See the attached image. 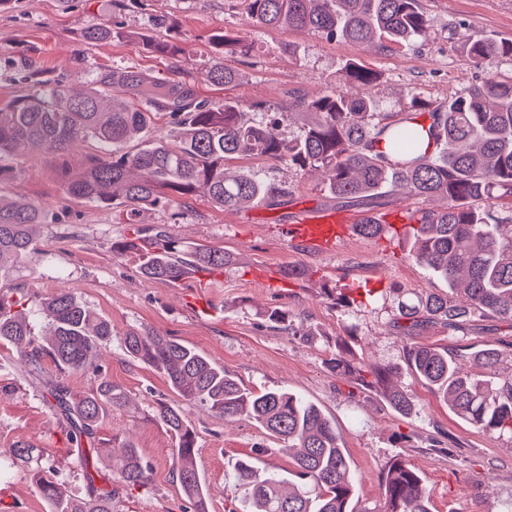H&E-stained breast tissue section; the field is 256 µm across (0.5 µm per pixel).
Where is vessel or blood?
Masks as SVG:
<instances>
[{
	"label": "vessel or blood",
	"mask_w": 512,
	"mask_h": 512,
	"mask_svg": "<svg viewBox=\"0 0 512 512\" xmlns=\"http://www.w3.org/2000/svg\"><path fill=\"white\" fill-rule=\"evenodd\" d=\"M354 224V218L323 212L304 216L294 224L283 225L282 235L292 243L327 253L334 250L337 243L353 236Z\"/></svg>",
	"instance_id": "1"
}]
</instances>
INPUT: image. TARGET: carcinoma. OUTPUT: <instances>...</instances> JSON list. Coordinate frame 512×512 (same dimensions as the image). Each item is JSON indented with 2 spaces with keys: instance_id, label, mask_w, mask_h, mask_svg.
<instances>
[{
  "instance_id": "1",
  "label": "carcinoma",
  "mask_w": 512,
  "mask_h": 512,
  "mask_svg": "<svg viewBox=\"0 0 512 512\" xmlns=\"http://www.w3.org/2000/svg\"><path fill=\"white\" fill-rule=\"evenodd\" d=\"M246 16L268 27H288L387 51L410 44L427 29L419 0H243ZM118 35L112 24L98 20L83 29L87 43ZM151 51L176 58L183 53L173 37L136 36ZM235 44L227 34L214 41L217 60L203 74L213 85L228 87L236 76L224 66V47ZM479 63L512 57V42L462 40ZM348 84L369 85L372 72L350 61L343 71ZM40 89L14 98L0 108V155L21 147L65 151L75 142L96 140L105 157L70 180L67 193L102 205L118 203L124 223L137 224L151 207H171L202 188L223 209H239L259 200L288 197V185L265 181L248 171L233 170L234 159L256 157L282 162L304 173L322 172L336 196L354 202L374 198L384 185L431 201L439 209L415 211L410 255L448 283L444 293L422 294L391 288L389 323L401 336L434 326L450 336H465L469 323L491 316L512 331V214L502 216L493 201L512 197V76L487 68L482 82L466 87L448 104L411 106L395 116L376 111L368 95L331 90L297 106L312 116L299 135L285 139L280 119L270 112L261 121L244 119L238 100L196 103L173 80L149 74H109L80 92L56 82L36 81ZM173 124L172 137H158L135 152H118L128 139L145 131L154 113ZM42 223L41 208L0 196V275L37 251L33 228ZM136 259L146 281L176 284L193 272L222 268L233 257L221 248L185 246L166 228H136L135 237L112 244ZM47 321L49 333L37 338L33 321ZM112 336L110 323L93 315L68 292L43 299L26 292L22 307L0 294V345L16 350L24 372L44 376L43 361L61 373L78 374L95 365ZM128 355L163 373L169 389L182 400L199 404L217 416L251 422L288 443L299 483L288 488L274 472L249 460L234 465L236 489L244 512H354L350 460L341 448L336 422L312 402L286 389L256 391L235 379L198 350L150 329L129 333ZM461 354L446 347L413 343L404 350L407 369L441 395L461 419L485 431L512 439V377H492L500 353L477 357L485 374L458 367ZM393 369L371 366L356 370L364 386H386L389 405L409 414L408 393L388 386ZM45 401L66 422V436L97 453V432L126 406L125 394L104 380L96 390L78 393L51 384ZM158 417L174 439L171 449L188 509L207 512V489L195 467L196 434L186 423L183 406L158 403ZM79 466L86 497L65 495L63 477L46 453L26 442L13 450L11 467L23 466L49 512H114L112 485L144 488L150 468L135 445L125 446L105 486L89 453ZM383 512H431L424 477L396 458L385 472Z\"/></svg>"
}]
</instances>
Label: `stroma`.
<instances>
[{"mask_svg":"<svg viewBox=\"0 0 512 512\" xmlns=\"http://www.w3.org/2000/svg\"><path fill=\"white\" fill-rule=\"evenodd\" d=\"M429 20L424 36L407 47L377 53L288 28L249 22L240 0H137L117 12L112 0H9L0 6V107L33 90L20 74L22 63L40 70L42 79L82 89L108 73H147L174 79L199 100L227 97L244 105L247 119L264 111L278 113L284 137L297 136L306 121L294 103L343 85L346 60L375 72L368 91L379 111H403L409 91L423 105L450 100L466 86L479 83L484 66L459 48L461 34L474 39L512 40V0H420ZM166 15L179 31L183 52L171 60L143 49L134 36L150 29L153 16ZM111 17L118 37L89 44L84 27ZM226 32L249 45V53L225 51L226 66L238 75L230 87L202 81L216 56L212 37ZM102 152L91 139L77 141L62 153L19 150L0 155L10 170L0 194L40 206L36 228L38 252L0 278V292L19 296L26 290L48 297L67 290L90 311L112 325L100 366L62 375L46 364L47 378L72 390L96 389L112 381L128 404L98 433L113 456L133 442L151 466L150 482L139 490H117L116 512H183L186 501L172 467L174 441L156 415L158 401L176 402L163 374L131 359L124 348L127 333L148 328L201 351L255 390L285 387L317 404L336 423L341 445L354 474L353 506L358 512L382 505V479L392 459L406 460L427 482L432 512H512V439L483 432L459 418L428 385L403 369L406 339L387 323L379 305L358 302L364 288H404L443 292L447 283L409 256V228L385 229L376 238H353L331 254H317L280 237L300 210L367 211L331 195L319 176L304 175L286 164L265 159L244 161V169L264 179L288 184L280 204L259 201L227 211L208 195L186 198L180 216L152 207L142 225H165L187 246L219 247L233 263L222 270L196 273L177 284L147 282L136 272L132 255L113 251V243L132 237L109 206L70 197L67 180L84 171ZM288 266L306 270L298 281L280 286L269 275ZM348 289L350 302L337 305L323 284ZM289 313V324L268 320L273 309ZM467 342L471 350L495 348L501 353L500 376L512 375V337L493 320L478 322ZM346 344L350 366H391L392 384L414 401L411 414L391 410L382 394L355 383L348 369L338 368L339 344ZM41 382L26 377L14 353L0 348V461L10 462L17 442L47 449L73 498L83 497L85 483L78 452L67 445L56 414L44 401ZM185 412L196 433V466L208 490V512H241L231 478L240 458L294 481L292 459L281 440L251 423L223 420L198 405ZM10 494L11 512H48L26 469L14 468L0 483Z\"/></svg>","mask_w":512,"mask_h":512,"instance_id":"35a3bbf8","label":"stroma"}]
</instances>
